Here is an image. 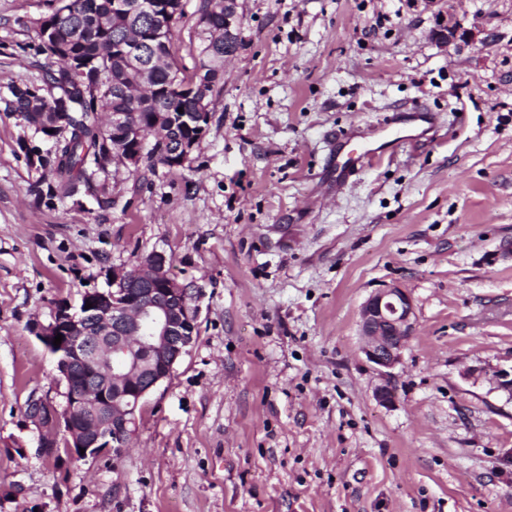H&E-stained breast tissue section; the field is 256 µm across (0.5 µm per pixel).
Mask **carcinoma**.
<instances>
[{"label":"carcinoma","instance_id":"cac0c4a2","mask_svg":"<svg viewBox=\"0 0 512 512\" xmlns=\"http://www.w3.org/2000/svg\"><path fill=\"white\" fill-rule=\"evenodd\" d=\"M114 0H51L49 12L37 19V44L33 49L55 60L43 67L40 84L10 87L7 107L35 126L51 147L25 148L28 163L51 166L56 180L37 189L39 199L52 204L81 194L95 195L96 179L116 163L119 145L109 124L113 112H130L139 122L149 123L157 112L197 111L198 99L210 98L224 73V52L210 50L207 28L200 33L199 62L191 77L180 73L174 60V27L152 43L146 59L161 65L151 67L149 81L154 90L133 99L121 92L132 85L137 73L121 55L119 45L125 33L101 24L112 17ZM104 84L118 89L97 97L93 87ZM68 128L60 140L49 130L55 122ZM169 146L153 143L142 162L153 166L168 164Z\"/></svg>","mask_w":512,"mask_h":512}]
</instances>
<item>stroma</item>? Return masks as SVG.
<instances>
[{
  "mask_svg": "<svg viewBox=\"0 0 512 512\" xmlns=\"http://www.w3.org/2000/svg\"><path fill=\"white\" fill-rule=\"evenodd\" d=\"M238 2L188 166L48 205L5 100L49 2L0 0V512H512V0ZM394 109L410 140L336 186V132L385 143ZM154 251L200 291L195 344L121 457L42 455L27 403L65 386L38 324ZM391 283L417 329L382 406L358 322Z\"/></svg>",
  "mask_w": 512,
  "mask_h": 512,
  "instance_id": "1",
  "label": "stroma"
}]
</instances>
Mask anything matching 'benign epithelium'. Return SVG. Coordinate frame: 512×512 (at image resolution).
<instances>
[{"label":"benign epithelium","instance_id":"benign-epithelium-1","mask_svg":"<svg viewBox=\"0 0 512 512\" xmlns=\"http://www.w3.org/2000/svg\"><path fill=\"white\" fill-rule=\"evenodd\" d=\"M214 2L224 10L221 31L224 55L229 56L238 46V3ZM152 129L157 142L165 144L174 125L167 113L159 112ZM112 130L128 144L116 158L118 165L135 171L147 144L143 127L127 113L114 112ZM204 133L199 128L191 141H180L169 153L170 163L186 164ZM198 311L190 286L171 276L166 256L157 251L130 270L112 269L108 288L84 293L78 309L58 305L36 335L57 357L65 405L36 398L27 407L41 451L63 444L80 459L108 451L121 456L135 433L137 413L146 397L172 378L175 365L189 352ZM416 325L412 296L400 285L374 290L361 306L362 350L382 380L374 392L382 405L394 402L392 370L402 363ZM58 334L63 339L56 346Z\"/></svg>","mask_w":512,"mask_h":512}]
</instances>
